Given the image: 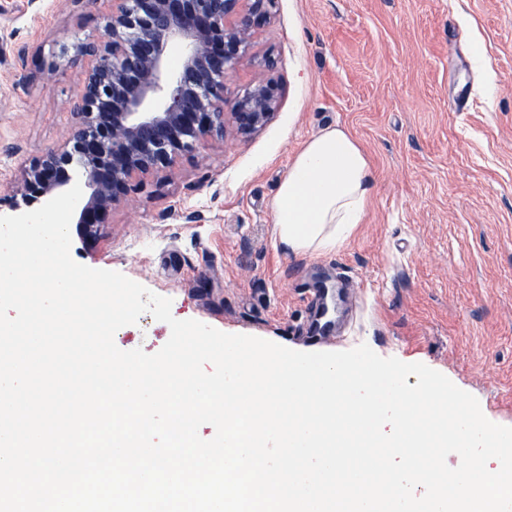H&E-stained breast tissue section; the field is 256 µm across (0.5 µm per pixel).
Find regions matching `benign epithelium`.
Returning a JSON list of instances; mask_svg holds the SVG:
<instances>
[{"label":"benign epithelium","mask_w":512,"mask_h":512,"mask_svg":"<svg viewBox=\"0 0 512 512\" xmlns=\"http://www.w3.org/2000/svg\"><path fill=\"white\" fill-rule=\"evenodd\" d=\"M276 0H112L100 18L104 40L82 53L92 67L77 94V122L63 147L24 164L9 205L30 209L81 174L77 210L83 237L96 239L112 210L146 175L175 168L228 132L246 140L278 110L284 89L270 76L225 111L226 80L245 59L252 35L268 25ZM180 53V65L170 55Z\"/></svg>","instance_id":"1"}]
</instances>
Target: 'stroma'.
<instances>
[{
  "label": "stroma",
  "mask_w": 512,
  "mask_h": 512,
  "mask_svg": "<svg viewBox=\"0 0 512 512\" xmlns=\"http://www.w3.org/2000/svg\"><path fill=\"white\" fill-rule=\"evenodd\" d=\"M111 6L0 0V196L67 140L90 67L80 47L99 41ZM268 54L285 89L269 123L144 177L97 239L72 233V259L171 299L176 319L302 352L313 289L342 286L328 350L425 364L512 427V0H278L227 100L265 76ZM336 124L371 163L364 222L334 252L288 253L271 237L274 195ZM170 334L146 312L114 341L153 354Z\"/></svg>",
  "instance_id": "stroma-1"
}]
</instances>
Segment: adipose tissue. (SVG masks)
Returning <instances> with one entry per match:
<instances>
[{
	"mask_svg": "<svg viewBox=\"0 0 512 512\" xmlns=\"http://www.w3.org/2000/svg\"><path fill=\"white\" fill-rule=\"evenodd\" d=\"M372 168L344 127H328L298 152L272 202V235L295 254L332 252L363 223Z\"/></svg>",
	"mask_w": 512,
	"mask_h": 512,
	"instance_id": "1",
	"label": "adipose tissue"
}]
</instances>
